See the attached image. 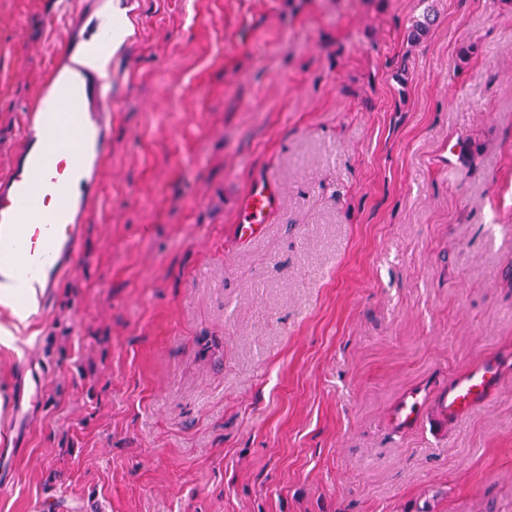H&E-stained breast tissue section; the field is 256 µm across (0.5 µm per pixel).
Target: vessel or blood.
Returning <instances> with one entry per match:
<instances>
[{
	"instance_id": "vessel-or-blood-1",
	"label": "vessel or blood",
	"mask_w": 512,
	"mask_h": 512,
	"mask_svg": "<svg viewBox=\"0 0 512 512\" xmlns=\"http://www.w3.org/2000/svg\"><path fill=\"white\" fill-rule=\"evenodd\" d=\"M111 18L110 0H84L45 83L50 100L27 113L17 158L0 179V288L32 282L42 304L82 252L112 151L116 100L111 81L93 65L112 41ZM279 202L277 179L255 177L240 202L239 239L259 235ZM502 381V367L493 358L451 376L439 399L440 418H458L491 403Z\"/></svg>"
}]
</instances>
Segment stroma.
Returning <instances> with one entry per match:
<instances>
[{"mask_svg":"<svg viewBox=\"0 0 512 512\" xmlns=\"http://www.w3.org/2000/svg\"><path fill=\"white\" fill-rule=\"evenodd\" d=\"M80 2L0 0V175ZM118 2L83 250L0 305V512H512V0L417 42L419 0ZM487 356L499 397L440 420ZM279 202L277 179L270 175L255 177L240 202L238 238L246 242L259 235L269 216L278 210ZM8 290L9 289H6L2 298H0V303L10 307L18 322L24 324L34 311L36 305V291L32 287L23 288L16 293H12ZM21 298L25 299L24 305L19 304Z\"/></svg>","mask_w":512,"mask_h":512,"instance_id":"35a3bbf8","label":"stroma"}]
</instances>
